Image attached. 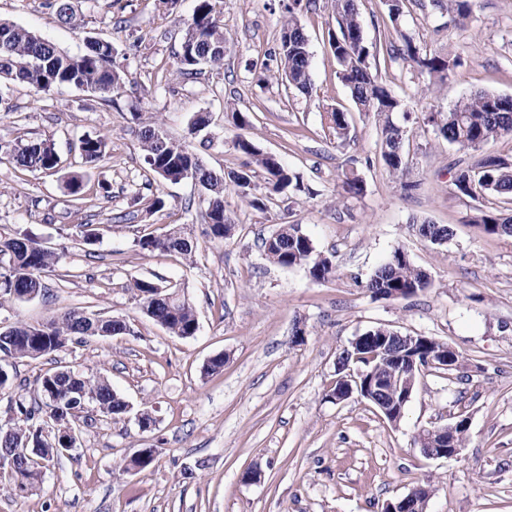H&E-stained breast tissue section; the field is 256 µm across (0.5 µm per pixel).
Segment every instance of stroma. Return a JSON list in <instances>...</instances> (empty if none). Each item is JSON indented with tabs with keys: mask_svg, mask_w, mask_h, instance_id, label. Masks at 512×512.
<instances>
[{
	"mask_svg": "<svg viewBox=\"0 0 512 512\" xmlns=\"http://www.w3.org/2000/svg\"><path fill=\"white\" fill-rule=\"evenodd\" d=\"M70 2L82 20L77 30L57 19L48 0H0V19L71 55L84 50L85 38L111 40L127 82L111 103L68 86L43 94L12 84L0 93V140L48 139L60 158L53 173L0 162V238L24 227L60 257L43 276L44 295L1 304L0 324L35 325L77 309L124 319L130 330L17 362L12 384L0 388V422L18 395L36 398L37 379L60 364L107 377L131 411L106 421L88 407L92 422L78 447L51 463L39 488L20 496L0 478V512H382L420 484L431 489L426 512H512V236L471 223L479 203L452 184L450 165L460 152L427 121L475 92L512 97V0H474L462 25L432 0H406L404 28L431 52L463 58L456 76L432 92L409 62L389 60L396 34L385 0H360L378 75L410 115L402 181L378 154V125L337 77L327 43L336 25L330 0L300 14L312 54L309 96L258 82L279 48L282 0H224V66L189 80L175 69L196 0L173 7L164 0ZM230 100L247 117L245 128L227 114ZM336 107L350 121L341 144L324 120ZM136 112L157 117L171 139L220 174L252 165L234 147L245 135L312 194L291 200L273 193L258 211L227 190L224 208L236 231L211 239L200 188L164 181L145 164ZM198 112L211 124L193 135ZM87 133L107 141L94 167L76 148ZM73 171L85 175L79 200L65 184ZM345 171L361 178L359 196H345ZM102 180L110 197L99 192ZM144 189L164 199L162 210L135 202ZM424 221L449 227L448 243L422 238ZM82 224L96 229L95 244L78 241ZM172 224L193 225V260L137 246ZM283 224L300 225L317 250L334 253L335 277L315 282L304 268L262 258V238ZM399 249L428 273L429 287L407 300L374 297L368 280ZM137 278L185 291L197 311L196 336L170 335L144 315L129 288ZM379 325L446 342L465 361L452 374L423 371L395 425L366 400L330 396L340 353ZM298 327L304 339L296 343ZM219 354L223 370L203 375ZM143 409L154 418L147 431L136 420ZM460 414L469 418L461 452L424 457L418 432ZM140 448L157 449L155 463L125 472L124 459Z\"/></svg>",
	"mask_w": 512,
	"mask_h": 512,
	"instance_id": "35a3bbf8",
	"label": "stroma"
}]
</instances>
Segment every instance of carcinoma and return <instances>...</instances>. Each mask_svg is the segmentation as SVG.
Segmentation results:
<instances>
[{"instance_id": "1", "label": "carcinoma", "mask_w": 512, "mask_h": 512, "mask_svg": "<svg viewBox=\"0 0 512 512\" xmlns=\"http://www.w3.org/2000/svg\"><path fill=\"white\" fill-rule=\"evenodd\" d=\"M313 5L315 0H290L284 5L287 17L281 27L279 61L276 69L265 68L268 78L281 80L307 95L313 90L311 53L297 11L308 10ZM48 6L56 10L61 20L79 27L69 0H50ZM333 10L336 29L328 30V44L336 60L338 77L357 107L374 114L382 134L379 155L388 172L402 179L407 169L403 151L407 131L393 120V114L401 111L402 104L372 71L370 48L362 36L363 24L357 0H334ZM448 11L455 14L457 20L464 21L472 12V0H448ZM395 33L400 44L389 50V58L401 57L415 64L427 75L430 89L446 83L462 64L456 53L433 54L407 31L397 28ZM116 55L117 49L108 40L93 44L77 55H69L25 27L0 21V83L25 84L38 93H48L59 86H73L112 101L120 95L125 83L124 71L115 65ZM223 65L224 25L216 10V0H197L192 18L186 24L177 72L191 76L204 66L219 68ZM325 118L336 140H346L348 113L336 108L326 113ZM428 121L448 143L462 151L475 152L472 162L460 164L454 171L453 183L458 193L473 200L512 195V163L482 151L489 142L512 136V98L476 92L462 98L448 111L431 115ZM140 141L144 160L158 177L175 182L183 172H194L204 194L208 235L212 239L227 240L236 228L224 212V193L228 188L237 189L249 207L266 209L267 197L239 184L237 172L220 175L206 168L188 145L172 141L158 122H148L141 127ZM106 147L104 138L83 135L79 150L84 164L94 166L100 162ZM235 147L254 157L272 191L281 192L289 187L301 189L297 174L285 168L277 157L261 153L247 137L237 136ZM3 159L22 169L43 172H54L59 164L54 144L49 140L0 142V161ZM472 221L488 234H507L512 229V217H504L491 207L477 209ZM419 233L432 243L445 242L451 236L449 228L429 223L421 224ZM137 245L142 250L178 254L186 259L195 254L194 243L184 224L172 225L161 236H144ZM261 249L270 263L283 268L303 267L316 282L325 281L336 273L333 257L318 252L299 224L280 225L263 239ZM58 262L57 253L40 246L26 232L0 239V300L20 301L23 295L42 290L41 274L51 271ZM429 284L428 274L413 265L398 249L370 279L367 288L380 298L387 299L393 294L409 298L428 288ZM131 289L143 313L170 334L177 337L196 335V309L189 297L143 279L134 280ZM114 332L112 320L94 315L85 318L79 310L69 311L57 320L37 326L19 322L1 326L0 387L10 383L9 367L18 360L51 355L86 336H110ZM368 334L377 340L385 339L387 343L384 351L379 353L369 343L358 348L357 364L375 368L391 378L400 373L409 376L412 364L398 357L399 343L393 337V330L377 326L369 329ZM66 370L68 367L59 365L45 373L38 381L42 403L31 405L23 399L16 401L14 416L0 430V448H25L30 455L24 468L9 476L14 485L23 482L31 489L35 488L42 479V461L47 449L59 444L56 434L43 432L42 425L51 395H56L61 404L67 398L65 391L56 390L53 379V375ZM77 386L101 416L112 419L126 414L125 399L113 390L107 379L81 380Z\"/></svg>"}]
</instances>
